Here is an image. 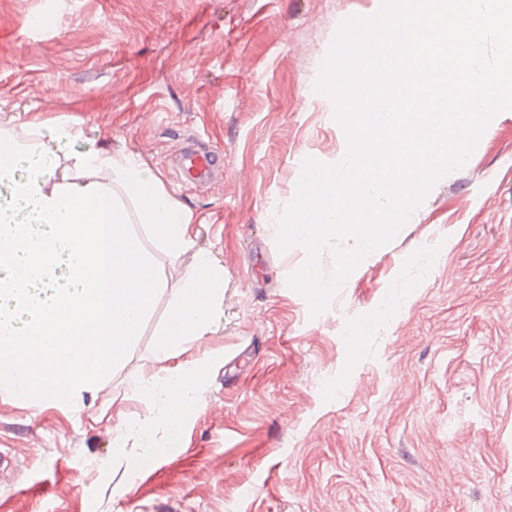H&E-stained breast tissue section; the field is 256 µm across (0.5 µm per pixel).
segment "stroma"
Wrapping results in <instances>:
<instances>
[{"mask_svg": "<svg viewBox=\"0 0 512 512\" xmlns=\"http://www.w3.org/2000/svg\"><path fill=\"white\" fill-rule=\"evenodd\" d=\"M380 5L0 0V123H67L61 152L134 157L193 215L181 254L134 225L159 267L204 252L224 269L220 317L176 357L155 351L174 280L70 406L0 394V512H512V109L319 315L288 285L305 250L276 244L303 160L348 151L319 65ZM183 136L223 183L178 182ZM179 364L201 370L179 436L116 453L113 428L147 412L138 383Z\"/></svg>", "mask_w": 512, "mask_h": 512, "instance_id": "stroma-1", "label": "stroma"}]
</instances>
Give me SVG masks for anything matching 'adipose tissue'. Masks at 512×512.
Segmentation results:
<instances>
[{
	"mask_svg": "<svg viewBox=\"0 0 512 512\" xmlns=\"http://www.w3.org/2000/svg\"><path fill=\"white\" fill-rule=\"evenodd\" d=\"M75 136L66 124L32 138L0 127V185L8 189L0 197V392L35 404H69L92 389L167 288L132 223L152 229L168 251L189 245L191 214L154 173L104 149L58 155ZM23 158L29 171L20 177ZM63 264L69 276L61 288L36 295ZM181 279L156 346L161 359L209 332L224 301V269L209 256L194 254ZM192 375L176 367L142 381L148 412L116 432L114 449L135 438L150 454L157 440L172 439L179 410L196 403Z\"/></svg>",
	"mask_w": 512,
	"mask_h": 512,
	"instance_id": "ef3b65f1",
	"label": "adipose tissue"
}]
</instances>
